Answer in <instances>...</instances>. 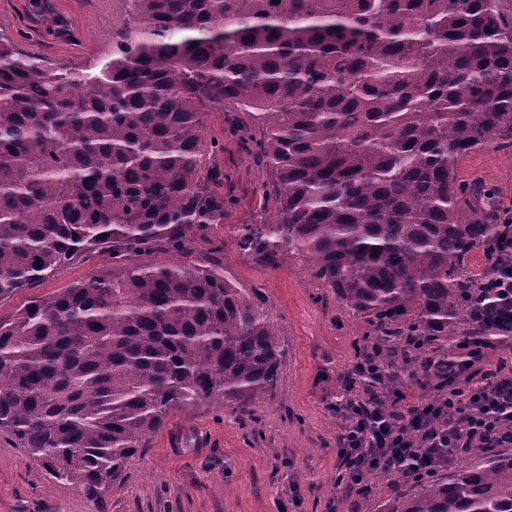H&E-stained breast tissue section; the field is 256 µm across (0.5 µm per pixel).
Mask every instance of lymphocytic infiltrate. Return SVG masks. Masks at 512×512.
Here are the masks:
<instances>
[{
    "instance_id": "obj_1",
    "label": "lymphocytic infiltrate",
    "mask_w": 512,
    "mask_h": 512,
    "mask_svg": "<svg viewBox=\"0 0 512 512\" xmlns=\"http://www.w3.org/2000/svg\"><path fill=\"white\" fill-rule=\"evenodd\" d=\"M337 437L344 461L341 481L359 490L363 476L398 465L401 482L426 476L430 459L450 463L449 449H464L487 434L512 432V375L476 378L471 366L456 367L436 394L409 401L397 386L382 394L341 397Z\"/></svg>"
}]
</instances>
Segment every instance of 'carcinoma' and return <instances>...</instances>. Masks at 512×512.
<instances>
[{
  "label": "carcinoma",
  "instance_id": "carcinoma-1",
  "mask_svg": "<svg viewBox=\"0 0 512 512\" xmlns=\"http://www.w3.org/2000/svg\"><path fill=\"white\" fill-rule=\"evenodd\" d=\"M207 108L261 129L229 125L271 174L272 221L238 225L239 252L306 258L387 376L401 350L435 393L512 340L486 286L500 208L458 181L471 151L512 149V0H132L85 74L1 39L0 300L92 252L112 266L0 320V433L95 500L170 411L251 419L277 381L278 319L209 235L233 200ZM462 456L391 512H512V447Z\"/></svg>",
  "mask_w": 512,
  "mask_h": 512
}]
</instances>
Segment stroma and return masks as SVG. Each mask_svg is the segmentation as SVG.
<instances>
[{
	"mask_svg": "<svg viewBox=\"0 0 512 512\" xmlns=\"http://www.w3.org/2000/svg\"><path fill=\"white\" fill-rule=\"evenodd\" d=\"M130 14L129 0H0V36L51 65L87 73L111 57L112 28ZM229 118L216 110L205 116L207 136L224 143L218 161L224 194L234 200L212 233L224 243L225 270L255 289L280 321L284 357L272 395L252 420L203 407L171 411L102 500L52 482L25 449L0 435V512H346L353 502L336 484L339 420L330 405L363 355L366 326L311 278L303 257L286 255L269 268L238 251L234 227L256 220L268 175L228 134ZM458 172L512 209V150L472 151ZM111 263L100 252L62 267L0 300V318Z\"/></svg>",
	"mask_w": 512,
	"mask_h": 512,
	"instance_id": "1",
	"label": "stroma"
}]
</instances>
